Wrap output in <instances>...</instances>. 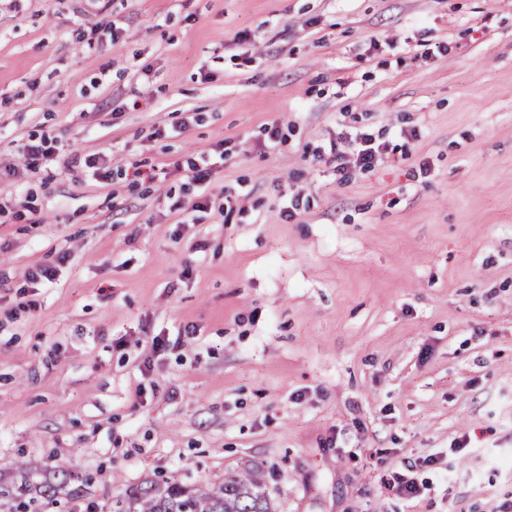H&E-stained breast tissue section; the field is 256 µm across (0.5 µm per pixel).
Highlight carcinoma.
<instances>
[{
    "instance_id": "obj_1",
    "label": "carcinoma",
    "mask_w": 512,
    "mask_h": 512,
    "mask_svg": "<svg viewBox=\"0 0 512 512\" xmlns=\"http://www.w3.org/2000/svg\"><path fill=\"white\" fill-rule=\"evenodd\" d=\"M12 478L0 484V499L8 512H51L82 498L88 475L61 469L44 475L32 461H17ZM112 512H275L259 470L249 468L224 475V482L204 484L151 483L115 499Z\"/></svg>"
}]
</instances>
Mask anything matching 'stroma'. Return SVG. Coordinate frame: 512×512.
Here are the masks:
<instances>
[{"label":"stroma","mask_w":512,"mask_h":512,"mask_svg":"<svg viewBox=\"0 0 512 512\" xmlns=\"http://www.w3.org/2000/svg\"><path fill=\"white\" fill-rule=\"evenodd\" d=\"M348 131L384 158L338 173ZM22 457L91 475L98 512L246 467L276 512H506L512 0H0V469Z\"/></svg>","instance_id":"35a3bbf8"}]
</instances>
